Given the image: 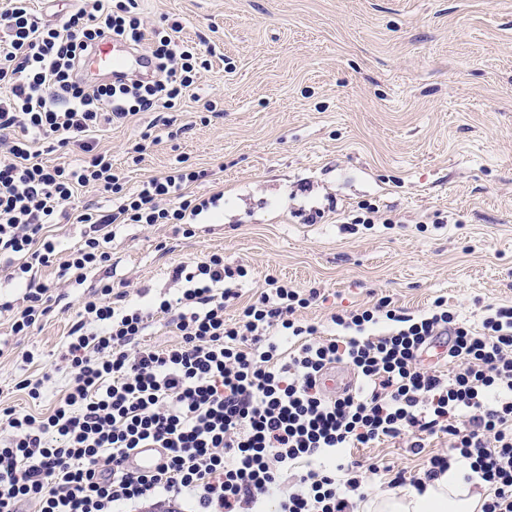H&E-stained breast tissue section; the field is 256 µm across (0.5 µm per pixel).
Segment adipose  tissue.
I'll use <instances>...</instances> for the list:
<instances>
[{
  "label": "adipose tissue",
  "mask_w": 512,
  "mask_h": 512,
  "mask_svg": "<svg viewBox=\"0 0 512 512\" xmlns=\"http://www.w3.org/2000/svg\"><path fill=\"white\" fill-rule=\"evenodd\" d=\"M482 494L474 492L459 467H451L424 492H386L368 497L365 512H481Z\"/></svg>",
  "instance_id": "adipose-tissue-1"
}]
</instances>
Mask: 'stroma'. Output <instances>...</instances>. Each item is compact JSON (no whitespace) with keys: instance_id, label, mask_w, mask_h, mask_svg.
Instances as JSON below:
<instances>
[{"instance_id":"1","label":"stroma","mask_w":512,"mask_h":512,"mask_svg":"<svg viewBox=\"0 0 512 512\" xmlns=\"http://www.w3.org/2000/svg\"><path fill=\"white\" fill-rule=\"evenodd\" d=\"M147 28L214 47L195 90L173 109L141 112L94 137L127 187L178 161L201 171L190 192L222 193L191 229L112 227L113 280L174 294L173 267L223 256L246 265L242 302L274 277L319 293L299 311L331 313L387 296L416 315L443 298L479 325L486 305L512 306V0H140ZM207 93L212 109L197 100ZM389 215L359 224L360 207ZM324 212L309 224L301 206ZM103 271L68 290V305L28 335L0 316V406L44 412L83 297ZM33 355L25 363L23 355ZM52 372L41 401L16 384ZM431 438L354 448L422 474L445 451Z\"/></svg>"}]
</instances>
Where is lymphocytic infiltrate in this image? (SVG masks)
Segmentation results:
<instances>
[{
	"label": "lymphocytic infiltrate",
	"mask_w": 512,
	"mask_h": 512,
	"mask_svg": "<svg viewBox=\"0 0 512 512\" xmlns=\"http://www.w3.org/2000/svg\"><path fill=\"white\" fill-rule=\"evenodd\" d=\"M118 37L147 47L150 82L129 78L91 84L81 74L96 41ZM200 48L166 31L145 34L138 0H79L54 22L34 16L31 0L0 8V268L22 291L6 303L13 335H27L49 312L40 268L59 264L70 281L112 260L115 224H192L217 197L189 198L198 172L175 167L136 188L95 152L92 135L139 112L175 106L193 85ZM49 151L78 148L47 165ZM111 194V209L74 208L78 188ZM51 224H85V240L63 262L46 240ZM244 266L213 255L173 268L172 299L126 303L104 282L83 302L68 333L63 396L52 412L0 410V512H112L114 504L160 506L182 498L194 512H356L364 499L358 463L348 448L410 436L420 453L445 435L448 452L430 457L412 486L424 491L465 462L488 486L482 512H512V306L487 307L480 327L460 323L445 300L412 316L389 297L334 313L326 331L296 314L310 300L287 282L267 287L237 319L224 311L238 293ZM180 333L163 350L143 346L155 316ZM446 339L451 371L425 363ZM353 368V391L327 398L320 379L329 365ZM161 449L152 473L132 471L129 454ZM295 483L282 489L281 479Z\"/></svg>",
	"instance_id": "f902f5d3"
}]
</instances>
